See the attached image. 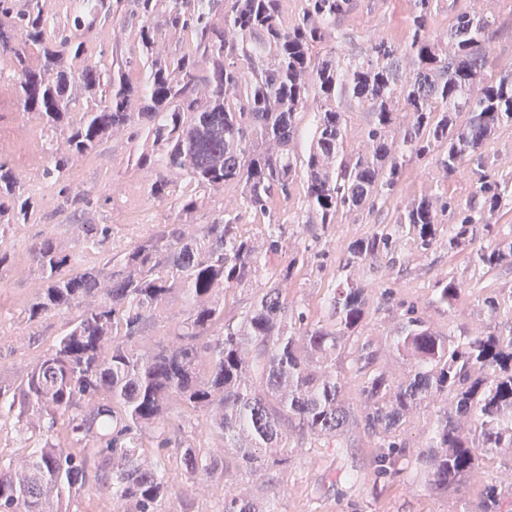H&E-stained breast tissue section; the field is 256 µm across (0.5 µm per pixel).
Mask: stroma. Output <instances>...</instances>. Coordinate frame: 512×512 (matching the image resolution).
Returning a JSON list of instances; mask_svg holds the SVG:
<instances>
[{"label":"stroma","mask_w":512,"mask_h":512,"mask_svg":"<svg viewBox=\"0 0 512 512\" xmlns=\"http://www.w3.org/2000/svg\"><path fill=\"white\" fill-rule=\"evenodd\" d=\"M410 0H350L347 12L337 26L342 34L336 42L339 53L354 56L364 52L369 38L379 37L391 44L404 42L411 26ZM481 14L491 36L489 62L493 71L512 70V0H438L428 22L429 34L447 39L448 30L461 13ZM129 147L118 137L91 154L76 170L73 180L93 192L110 185L122 186L123 194L101 208L104 222L111 224L118 243L147 233L159 224L173 223L178 215L174 202L160 203L149 197L147 184L128 161ZM480 176L468 170L444 177L434 160L412 161L394 194L378 198L373 210L341 211L335 224L321 227L307 223V202L302 182H295L289 198L275 200L270 217L246 213L241 227L255 238L268 229V218L282 224L284 248L272 261L287 265L301 257L304 264L292 279L282 282L284 296L305 307L310 317L320 319L325 312L331 288L351 280L367 290V317L361 336L378 349L377 365L393 377L404 378L405 362L398 359L390 338L407 309H415L432 328L444 336L490 328L512 334V266L503 265L485 272L475 269L468 251H449L447 236L425 251L398 244L389 255H380L350 268L346 265L348 245L372 232L375 225L394 223L399 211L421 196L451 198L454 204L466 203ZM24 187L30 194L46 195L43 216L32 224H16L0 231V248L13 256L0 267V330L17 331L16 342L0 345V387H16L24 370L41 351L49 348L61 333L65 319L55 315L28 323L25 310L33 300L34 266L28 249L43 235L51 234L64 247H72L80 234L77 225L66 223L56 210L57 190L42 177L41 171L26 173ZM465 284L455 307L436 299V285L448 277ZM494 295L496 311L483 308L480 300ZM446 399L414 410L401 429L400 437L409 453L425 446L429 432ZM347 447L329 448L313 442L308 448L292 449V460L278 474L277 487L262 477L240 473H216L207 483L184 475L176 464L174 449H167L164 462L170 494L161 505L163 512H224V493L231 490L270 500L274 512H463L465 503L475 502L482 485L496 484L505 502H512V452L486 457L476 477L464 479L458 490L435 491L415 473L407 477H380L376 474L380 454L376 437L363 427L353 428L346 436ZM355 478H348V471Z\"/></svg>","instance_id":"35a3bbf8"}]
</instances>
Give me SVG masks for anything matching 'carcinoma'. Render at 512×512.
Masks as SVG:
<instances>
[{
    "label": "carcinoma",
    "instance_id": "obj_1",
    "mask_svg": "<svg viewBox=\"0 0 512 512\" xmlns=\"http://www.w3.org/2000/svg\"><path fill=\"white\" fill-rule=\"evenodd\" d=\"M407 42L374 40L365 53L341 56L319 47L338 38L336 21L349 0H302L286 21L287 0H85L65 6L69 33L56 30L53 4L0 0V56L10 58L8 81L24 111L66 137L50 146L42 176L60 186L59 207L81 240L70 249L50 235L29 248L37 271L27 320L73 312L56 343L28 367L13 393L0 391V420H16L20 435L38 432L36 451L22 461L0 462V512H70L86 484L88 461L112 472L113 512H161L170 487L165 470L141 451L181 449L192 479L234 467L274 476L291 457L284 434L325 439L338 448L353 426H363L388 449L377 474H398L406 444L397 430L417 406L448 395L418 463L428 484L444 492L479 470V460L512 449V334L479 329L454 338L434 331L411 309L391 337L410 366L402 382L375 367L377 353L360 342L367 289H334L325 315L309 318L282 296L280 282L304 259L281 270L267 261L283 250L277 222L259 243L239 229L243 212L271 216L270 204L288 198L296 177L306 188L308 224L327 227L339 209L358 211L394 193L406 163L436 155L448 177L474 164L482 170L469 202L448 225V248L471 247L473 265L493 270L512 264V235L478 242L493 225L485 211L500 208L505 190L483 172V147L512 123V71L489 66L487 21L456 17L450 48L427 34L436 0H412ZM122 18L135 30L138 59L118 51L88 49L84 31L99 17ZM191 42L188 49L179 47ZM173 41L178 47L164 49ZM42 57L31 66L33 52ZM146 72L135 85L129 68ZM88 93L85 111L73 116L72 91ZM406 123L399 122L398 108ZM369 112L361 130L363 151L346 158V110ZM314 113L305 152H295L299 115ZM467 114L457 122V114ZM135 144L128 161L147 175L149 196L175 199L181 215L198 210L196 193L239 191L236 210L202 224H160L121 250L112 225L92 217L95 201L67 183L83 160L114 137ZM10 160L0 157V228L28 224L42 199L23 189ZM451 203L422 197L394 224L377 227L348 247L347 266L396 249L406 238L427 250L443 232L438 216ZM263 278V294L236 323L224 318V293ZM463 282L438 284L448 307ZM182 317L151 345L145 337L173 300ZM360 382L355 414L342 400L341 374ZM206 415L224 434L232 457L200 453L182 439L172 443L173 403ZM501 490L487 484L476 512H501ZM224 512H271L267 502L224 494Z\"/></svg>",
    "mask_w": 512,
    "mask_h": 512
}]
</instances>
